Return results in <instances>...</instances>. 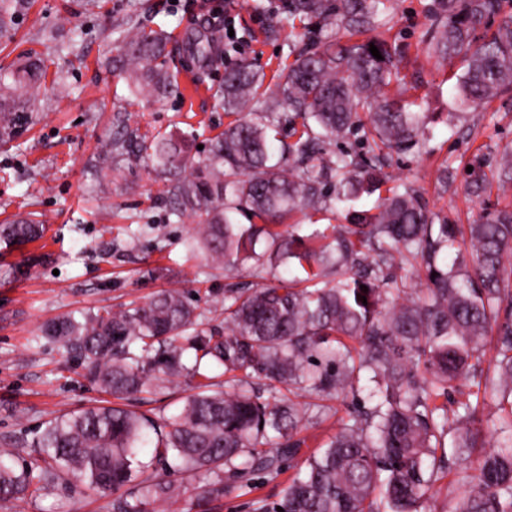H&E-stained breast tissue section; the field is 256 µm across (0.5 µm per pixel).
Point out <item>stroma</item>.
<instances>
[{
    "instance_id": "stroma-1",
    "label": "stroma",
    "mask_w": 512,
    "mask_h": 512,
    "mask_svg": "<svg viewBox=\"0 0 512 512\" xmlns=\"http://www.w3.org/2000/svg\"><path fill=\"white\" fill-rule=\"evenodd\" d=\"M286 0H223L224 22L211 23L201 0H29L15 37L0 43V66L34 50L48 65L47 79L31 99L36 121L13 146L0 147V223L35 212L47 226L43 240L0 245V443L36 454L31 443L51 417L108 402L83 369L41 339L42 326L76 311L142 302L164 289L189 288L205 326L223 327L224 291L273 283L272 271L246 266L232 274L209 267L188 247L198 217L175 218L164 193L166 176L152 164L122 167L108 194L93 195L94 164L101 147L122 126L180 138L194 134L189 152L228 122L218 95L225 67L250 62L273 75L301 48L297 38L270 36ZM432 0H384L375 34L396 40L403 54L391 93L429 115L424 145L392 154L386 185L410 184L430 210L466 224L512 191L470 189V168L492 173L512 149V90L484 105L461 103L455 89L458 59H437L429 48ZM162 29L170 37L167 66L174 92L161 100L134 96L112 68L113 47L135 28ZM208 32L210 63L194 59L189 35ZM378 194H361L319 211L293 212L286 222L299 235L319 232L332 241L334 227L357 211L374 210ZM191 393L185 378L160 383L130 409L153 417L179 411ZM338 415L301 431L299 453L280 474H257L224 497L203 500L206 474L185 478L177 497L160 512H255L280 501L304 460L336 431ZM0 512H112V499L61 482L27 502L0 499Z\"/></svg>"
}]
</instances>
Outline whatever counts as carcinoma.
I'll return each instance as SVG.
<instances>
[{
	"label": "carcinoma",
	"mask_w": 512,
	"mask_h": 512,
	"mask_svg": "<svg viewBox=\"0 0 512 512\" xmlns=\"http://www.w3.org/2000/svg\"><path fill=\"white\" fill-rule=\"evenodd\" d=\"M25 0H0V39L11 36ZM382 0H287L285 23L295 29L314 18L343 29L351 40L307 46L273 94L301 120L297 140L274 158L281 127L277 104L259 93L263 75L249 64L224 72V111L238 118L196 159L181 142L122 128L103 147L94 190L111 189L116 166L149 160L172 175L166 192L171 215L204 223L188 246L212 267L288 269L345 267L334 284L277 285L224 290V334L201 327L189 292L173 289L119 311L69 314L44 335L81 362L101 391L136 400L152 381L185 375L197 380L181 410L153 418L121 407H92L53 417L33 441L37 457L0 449V498L22 500L60 481L112 495V512H155L178 494L152 463L176 460L175 471L213 476L203 499L224 496L219 473L244 478L278 474L280 463L304 444L298 437L310 402L300 409L282 390L317 400L346 399L365 374L368 404H354L339 430L309 457L270 512H432L438 482L464 466L471 488L450 512H512V208H497L471 224L431 212L411 186L381 199L378 212L356 213L334 241L315 247L278 231L297 209L339 197L374 193L385 183L379 157L417 146L428 118L388 92L400 48L366 36ZM430 47L443 60L462 57L461 101H490L512 89V0H433ZM375 45L382 55L370 53ZM166 37L144 27L117 49L112 67L129 74L135 94L161 99L172 92L164 69ZM35 56L0 74V144L33 125L29 91L45 79ZM256 118L240 115L245 108ZM363 132L367 154L325 145ZM498 188L512 186V152L502 154ZM261 223L240 224L235 215ZM46 225L30 217L0 225L5 246L42 238ZM425 269L414 287L396 270ZM437 276H432V273ZM367 290H361V286ZM366 300H361V297ZM194 353L187 365L184 354ZM231 374L227 390L211 373ZM267 381L258 396L249 380ZM496 406V438L485 444L486 402ZM154 448L152 460L140 456Z\"/></svg>",
	"instance_id": "obj_1"
}]
</instances>
